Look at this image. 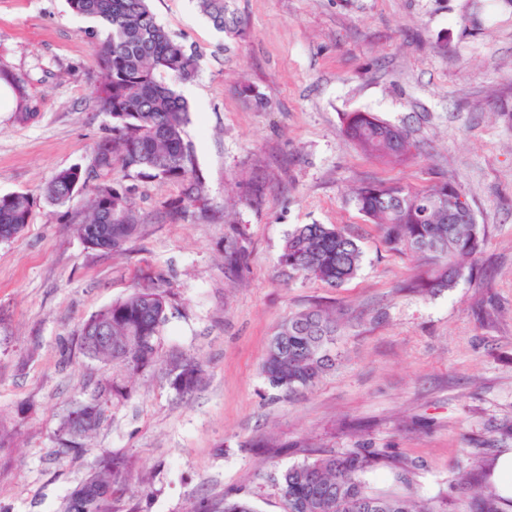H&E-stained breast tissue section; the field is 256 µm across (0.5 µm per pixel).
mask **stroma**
<instances>
[{
  "mask_svg": "<svg viewBox=\"0 0 512 512\" xmlns=\"http://www.w3.org/2000/svg\"><path fill=\"white\" fill-rule=\"evenodd\" d=\"M199 54L192 82L162 80L189 106L183 138L205 179V211L172 221L181 183L114 170L142 224L119 253L86 247L81 203L38 202L0 242V512H61L112 454L128 460L112 512H193L231 496L284 512L290 467L370 452V490L434 512H471L512 448V0H224L216 29L196 0H149ZM67 0H0V68L28 76L39 117L0 101V195L40 194L61 169L93 166L112 121L95 109L88 32ZM401 129V162L367 156L343 116ZM369 181L455 183L486 230L454 288L415 293L425 258L390 250L359 212ZM301 224H328L362 251L340 288L288 278L279 256ZM168 291L157 363L137 374L88 358L83 322L137 287ZM320 306L338 324L334 370L294 395L263 374L278 326ZM197 358L181 396L166 369ZM102 396L81 454L56 432Z\"/></svg>",
  "mask_w": 512,
  "mask_h": 512,
  "instance_id": "1",
  "label": "stroma"
}]
</instances>
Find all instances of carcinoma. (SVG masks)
Masks as SVG:
<instances>
[{"label":"carcinoma","instance_id":"obj_1","mask_svg":"<svg viewBox=\"0 0 512 512\" xmlns=\"http://www.w3.org/2000/svg\"><path fill=\"white\" fill-rule=\"evenodd\" d=\"M71 10L90 18L106 32L93 56L98 88L96 111L112 119V133L95 147L94 166L58 171L44 186L42 197L65 206L83 197L85 219L79 227L83 242L103 252L120 251L140 234V224L128 193L112 184L118 165L127 173L187 184V202L169 209L172 220L185 218L187 205L203 200L193 154L182 132L188 105L159 76L171 72L193 80L200 55L161 25L148 0H69ZM213 26L224 29V0H199ZM18 99L15 120L33 121L38 103L26 92L27 78L0 70ZM345 131L360 149L373 157L395 159L387 128L369 113L352 112ZM449 182L416 190L385 182L367 183L355 191L359 211L379 225L389 247L401 253L433 258L437 266L408 285L413 290L442 291L455 286L461 261L481 253L486 243L483 226L472 218L448 223L441 201ZM37 198L28 192L0 195V241L14 238L29 224ZM362 252L357 241L332 225L302 224L286 237L279 257L288 274L315 278L340 288L359 270ZM168 317L166 290L139 288L89 316L81 327L80 348L94 360L110 362L136 374L155 362L160 331ZM106 324L112 341L88 339ZM336 318L320 307L298 312L272 336L263 371L269 384L288 393L310 389L336 364ZM202 366L181 359L170 370V385L179 394L194 391ZM102 402L77 403L62 420L61 452L78 454L82 439L103 419ZM371 464L358 449L326 455L289 468L281 478L285 512H434L399 495H378L366 489L364 474ZM128 480L127 463L109 456L68 496L63 512H112V494ZM502 498L491 489L474 505V512H501Z\"/></svg>","mask_w":512,"mask_h":512}]
</instances>
